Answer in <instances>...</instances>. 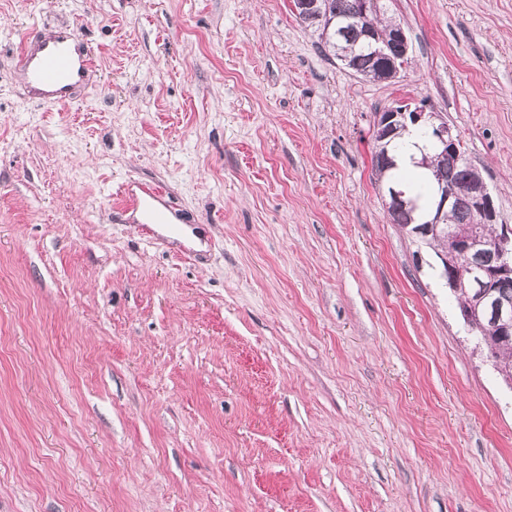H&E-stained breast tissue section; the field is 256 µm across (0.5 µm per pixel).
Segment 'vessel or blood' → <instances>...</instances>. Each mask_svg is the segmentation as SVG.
Returning <instances> with one entry per match:
<instances>
[{"instance_id": "b4317fda", "label": "vessel or blood", "mask_w": 512, "mask_h": 512, "mask_svg": "<svg viewBox=\"0 0 512 512\" xmlns=\"http://www.w3.org/2000/svg\"><path fill=\"white\" fill-rule=\"evenodd\" d=\"M92 55H84L82 62H74L66 37H58L52 42H40L37 46L28 47L18 56V66L26 74L29 82L47 88L49 105L67 103L69 91L80 84L85 71L92 68ZM164 189L157 184L123 183L120 188L123 207L127 210H146L148 221L152 224L168 223V215L156 208L155 203L161 200Z\"/></svg>"}]
</instances>
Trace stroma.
<instances>
[{
	"label": "stroma",
	"instance_id": "stroma-1",
	"mask_svg": "<svg viewBox=\"0 0 512 512\" xmlns=\"http://www.w3.org/2000/svg\"><path fill=\"white\" fill-rule=\"evenodd\" d=\"M387 6L373 82L291 0H0V512H512V388L372 164L424 103L512 228V0ZM63 31L53 107L14 60ZM136 184V185H135ZM135 186L136 189H133ZM165 191L162 186L157 184H137V182L128 180L120 188V196L123 202V210L145 209L148 214L150 224H168V215L156 208L162 206L153 202L163 200Z\"/></svg>",
	"mask_w": 512,
	"mask_h": 512
}]
</instances>
